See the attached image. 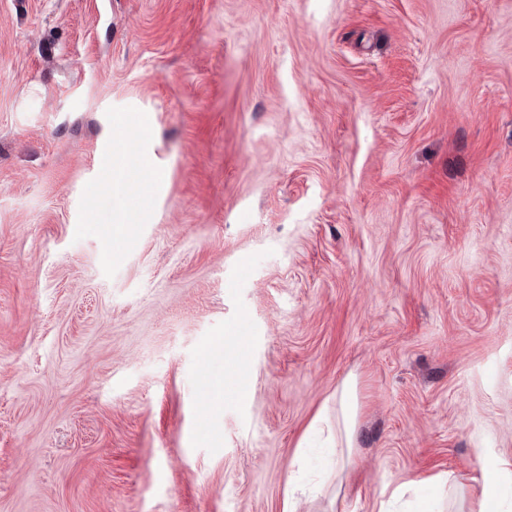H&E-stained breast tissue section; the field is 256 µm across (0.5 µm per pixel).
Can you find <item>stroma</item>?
<instances>
[{
  "label": "stroma",
  "mask_w": 512,
  "mask_h": 512,
  "mask_svg": "<svg viewBox=\"0 0 512 512\" xmlns=\"http://www.w3.org/2000/svg\"><path fill=\"white\" fill-rule=\"evenodd\" d=\"M350 376L297 512L512 502V0H0V512H286ZM127 134L122 130L119 142L122 144L118 149L110 148L103 171L108 175L109 180L115 185H123L133 177H139L151 167L141 154L131 156L128 149H125ZM359 402L357 383L346 382L336 396V481L342 486L343 473L350 466L356 443ZM497 472L498 467L494 465L491 469L482 471L480 479H476L475 498L476 509L472 512H490L493 509L489 505L497 498Z\"/></svg>",
  "instance_id": "35a3bbf8"
}]
</instances>
